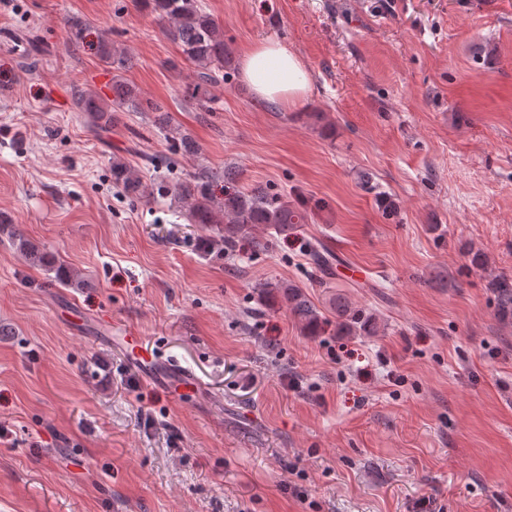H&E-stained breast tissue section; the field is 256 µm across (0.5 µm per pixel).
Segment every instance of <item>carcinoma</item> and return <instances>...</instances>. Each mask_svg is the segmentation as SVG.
Segmentation results:
<instances>
[{
  "instance_id": "1",
  "label": "carcinoma",
  "mask_w": 512,
  "mask_h": 512,
  "mask_svg": "<svg viewBox=\"0 0 512 512\" xmlns=\"http://www.w3.org/2000/svg\"><path fill=\"white\" fill-rule=\"evenodd\" d=\"M139 4L142 9L169 23V37L180 47L185 59L194 65L195 82L191 97L199 103L209 99L210 87L218 75L231 68L232 59L224 50V32L198 6L197 0H139ZM96 52L100 61L115 71L110 85L112 99L107 101L95 92L79 90L75 92V101L81 111L91 115L97 129L112 128L117 112H154L156 128L169 141L173 153L188 157L198 154L196 142L172 124V118L164 107L143 98L136 86L120 75L131 63L128 52L112 46L100 36L97 37ZM218 178L217 173L202 167L188 180L172 185L161 182L152 189L124 160L117 157L112 161V179L128 197L140 199L155 191L169 194L186 207L189 223L218 226L213 240V248L218 250L232 251L237 238L251 234L258 226L270 227L286 236L297 225L308 221L307 212L286 196L264 189L239 190L235 183L236 174L229 171L224 172V197L219 198L214 192ZM17 249L31 267H47L54 263L48 252L28 239L18 238ZM307 252L314 267L325 269L332 266L334 256L324 245L310 242ZM257 288L267 302L277 297L283 299L307 333H317L321 315L300 288L284 282L260 283ZM490 288L495 297L497 316L511 322L512 282L504 278L494 279ZM336 316L344 327L351 326L356 319L349 303L340 298L336 299Z\"/></svg>"
}]
</instances>
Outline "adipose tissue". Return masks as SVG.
<instances>
[{"label": "adipose tissue", "instance_id": "adipose-tissue-1", "mask_svg": "<svg viewBox=\"0 0 512 512\" xmlns=\"http://www.w3.org/2000/svg\"><path fill=\"white\" fill-rule=\"evenodd\" d=\"M240 72L256 96L295 108L305 103L311 79L299 57L276 41H263L247 51Z\"/></svg>", "mask_w": 512, "mask_h": 512}]
</instances>
